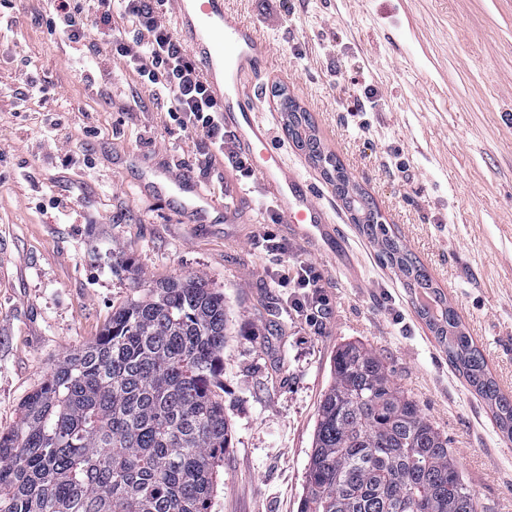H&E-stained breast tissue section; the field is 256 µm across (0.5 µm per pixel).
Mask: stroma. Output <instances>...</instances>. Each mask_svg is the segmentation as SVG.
I'll use <instances>...</instances> for the list:
<instances>
[{
  "instance_id": "1",
  "label": "stroma",
  "mask_w": 512,
  "mask_h": 512,
  "mask_svg": "<svg viewBox=\"0 0 512 512\" xmlns=\"http://www.w3.org/2000/svg\"><path fill=\"white\" fill-rule=\"evenodd\" d=\"M272 63L245 82L284 163L335 221V251L270 221L256 178L206 165L135 77L45 27L46 0L0 5V433L66 354L96 336L145 279L200 272L229 306L224 411L232 441L211 512H298L318 402L339 345L379 354L447 435L482 512H512V441L470 392L402 274L353 224L320 167L283 129L296 97L326 151L430 272L512 395V0H228ZM52 95L27 96V78ZM193 166L237 219L196 224L141 194L148 170ZM287 240V255L265 237ZM123 259L128 270L113 271ZM322 275L321 309L280 280Z\"/></svg>"
}]
</instances>
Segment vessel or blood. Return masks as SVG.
Returning a JSON list of instances; mask_svg holds the SVG:
<instances>
[{"mask_svg":"<svg viewBox=\"0 0 512 512\" xmlns=\"http://www.w3.org/2000/svg\"><path fill=\"white\" fill-rule=\"evenodd\" d=\"M174 4L177 34L199 60L212 96L223 107L225 127L235 130L238 152L253 164L282 221L306 226L309 238L327 236L332 218L317 201L315 187L283 164L272 145L270 125L258 119L244 98L245 77L269 62L268 44L224 0H174ZM140 190L174 198L182 210L202 221L214 211L227 219L235 215L231 205L217 203L189 173L176 175L169 168H155L144 177Z\"/></svg>","mask_w":512,"mask_h":512,"instance_id":"1","label":"vessel or blood"}]
</instances>
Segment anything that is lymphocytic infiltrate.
<instances>
[{"instance_id":"lymphocytic-infiltrate-1","label":"lymphocytic infiltrate","mask_w":512,"mask_h":512,"mask_svg":"<svg viewBox=\"0 0 512 512\" xmlns=\"http://www.w3.org/2000/svg\"><path fill=\"white\" fill-rule=\"evenodd\" d=\"M168 0H49V35L86 43L107 34L110 55L122 63L157 104L185 128L202 132L203 155L216 154L241 174L245 161L224 142L221 105L211 96L198 60L166 20Z\"/></svg>"}]
</instances>
